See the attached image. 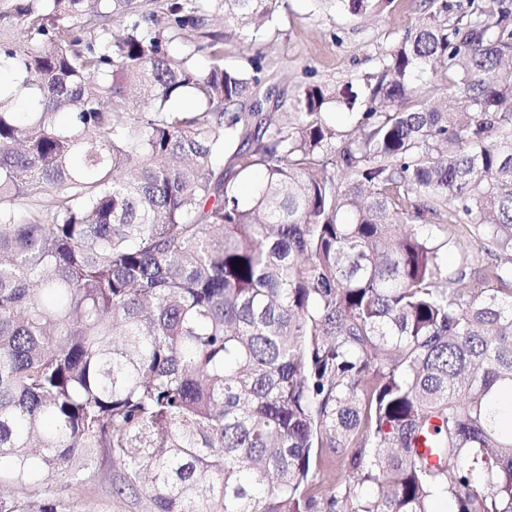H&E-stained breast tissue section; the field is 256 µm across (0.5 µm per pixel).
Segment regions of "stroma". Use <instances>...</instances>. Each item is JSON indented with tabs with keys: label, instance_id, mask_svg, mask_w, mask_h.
Here are the masks:
<instances>
[{
	"label": "stroma",
	"instance_id": "obj_1",
	"mask_svg": "<svg viewBox=\"0 0 512 512\" xmlns=\"http://www.w3.org/2000/svg\"><path fill=\"white\" fill-rule=\"evenodd\" d=\"M428 16L424 0H392L390 7L351 15L341 0H281L264 38L248 47L224 41V63L245 65L259 57L268 81L262 88L263 112L288 104L298 89L322 85L340 89L345 82L372 71L377 54ZM124 471L97 452L82 483L57 481L53 489L69 512H154L147 492L136 486L112 494Z\"/></svg>",
	"mask_w": 512,
	"mask_h": 512
}]
</instances>
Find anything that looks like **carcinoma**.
I'll list each match as a JSON object with an SVG mask.
<instances>
[{
	"instance_id": "carcinoma-1",
	"label": "carcinoma",
	"mask_w": 512,
	"mask_h": 512,
	"mask_svg": "<svg viewBox=\"0 0 512 512\" xmlns=\"http://www.w3.org/2000/svg\"><path fill=\"white\" fill-rule=\"evenodd\" d=\"M278 3L0 0V512L99 448L155 512H512V13L428 0L254 125L224 38Z\"/></svg>"
}]
</instances>
